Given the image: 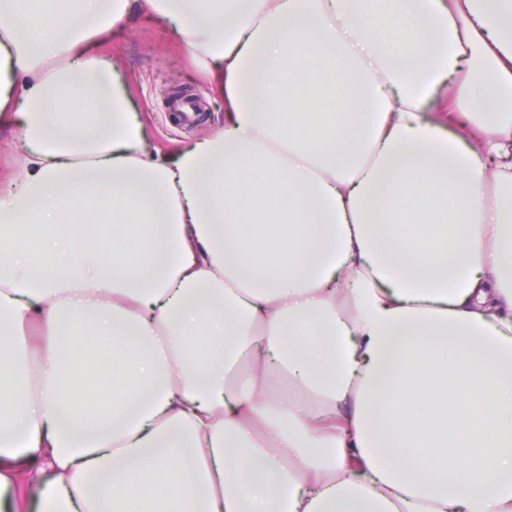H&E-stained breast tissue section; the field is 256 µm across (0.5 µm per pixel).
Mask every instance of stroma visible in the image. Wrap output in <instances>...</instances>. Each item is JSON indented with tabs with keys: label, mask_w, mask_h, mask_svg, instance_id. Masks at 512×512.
<instances>
[{
	"label": "stroma",
	"mask_w": 512,
	"mask_h": 512,
	"mask_svg": "<svg viewBox=\"0 0 512 512\" xmlns=\"http://www.w3.org/2000/svg\"><path fill=\"white\" fill-rule=\"evenodd\" d=\"M104 50L118 59L139 120L164 152L176 154L223 127L222 95L196 69L177 33L136 18L123 33L108 36ZM184 85L201 99L202 112L191 124L183 123L163 98L164 90Z\"/></svg>",
	"instance_id": "obj_1"
}]
</instances>
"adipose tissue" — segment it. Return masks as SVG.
Here are the masks:
<instances>
[{
    "mask_svg": "<svg viewBox=\"0 0 512 512\" xmlns=\"http://www.w3.org/2000/svg\"><path fill=\"white\" fill-rule=\"evenodd\" d=\"M134 13L224 91L170 158ZM14 124L0 512H512V0H0ZM104 51L120 63V75L129 86L144 130L170 156L224 125V96L196 69L180 36L154 22L134 18L121 34L108 33ZM190 85L201 98L202 112L185 124L167 104L162 90ZM218 103H217V102Z\"/></svg>",
    "mask_w": 512,
    "mask_h": 512,
    "instance_id": "ef3b65f1",
    "label": "adipose tissue"
}]
</instances>
